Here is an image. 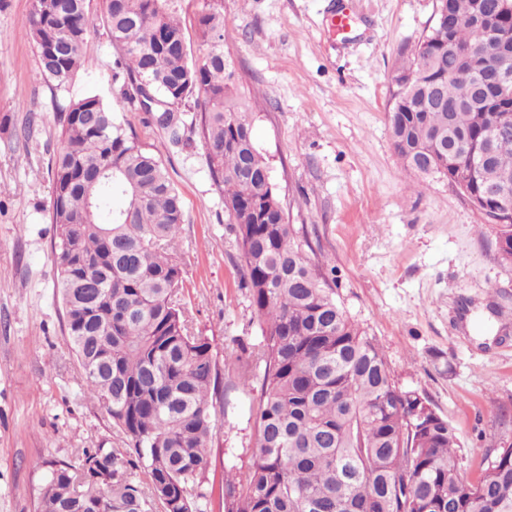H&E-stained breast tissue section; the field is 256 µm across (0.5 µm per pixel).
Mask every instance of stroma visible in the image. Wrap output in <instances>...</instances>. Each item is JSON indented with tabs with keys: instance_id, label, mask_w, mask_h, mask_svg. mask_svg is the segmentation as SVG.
<instances>
[{
	"instance_id": "stroma-1",
	"label": "stroma",
	"mask_w": 512,
	"mask_h": 512,
	"mask_svg": "<svg viewBox=\"0 0 512 512\" xmlns=\"http://www.w3.org/2000/svg\"><path fill=\"white\" fill-rule=\"evenodd\" d=\"M221 5L224 55L254 106L253 139L266 156L287 221L304 226L311 260L325 261L345 309L382 348L396 385L414 391L460 438V473L476 478L512 441V266L491 228L447 177L404 169L386 120L396 67L435 21L436 0H355L349 35L331 33L338 0H168L192 57L197 18ZM32 0H0V512H36L50 463L106 443L127 445L84 393L56 295L51 161L56 116L89 93L160 157L184 205L177 250L188 324L219 361V422L198 501L224 512L229 469L254 452L250 407L261 377L242 385L225 356L261 339L243 288L240 250L199 133L173 144L125 100V75L104 22L67 91L37 79L25 19ZM499 289V316L486 309Z\"/></svg>"
}]
</instances>
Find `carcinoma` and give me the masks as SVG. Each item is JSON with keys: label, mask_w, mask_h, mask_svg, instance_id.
<instances>
[{"label": "carcinoma", "mask_w": 512, "mask_h": 512, "mask_svg": "<svg viewBox=\"0 0 512 512\" xmlns=\"http://www.w3.org/2000/svg\"><path fill=\"white\" fill-rule=\"evenodd\" d=\"M121 52L125 98L153 115L171 140L199 129L211 176L224 186L241 252L244 287L261 340L232 367L247 384L264 365L252 407L254 453L224 475V512H512V444L474 480L459 473L454 427L414 391L393 382L381 348L336 299L307 240L286 221L270 166L252 136V112L224 56L221 7L198 20L194 60L167 0H102ZM503 0H438L430 32L398 69L386 119L405 168L443 174L466 200L512 173V131L498 125L512 96L478 68L462 73L454 46L492 51L489 30L507 25ZM37 77L68 88L85 63L89 0H33L26 17ZM201 107L186 122L182 107ZM64 147L53 159L50 219L55 287L88 397L127 448H84L52 467L37 512H197L192 490L216 428L218 368L186 319L176 240L182 199L162 161L145 151L97 94L58 116ZM471 157L459 178L449 160ZM122 198L112 206L113 196ZM474 209L492 227L498 260L512 265V190ZM147 486L136 481V471Z\"/></svg>", "instance_id": "1"}]
</instances>
